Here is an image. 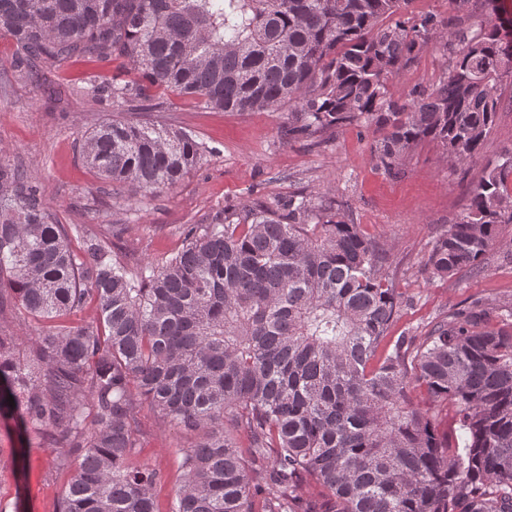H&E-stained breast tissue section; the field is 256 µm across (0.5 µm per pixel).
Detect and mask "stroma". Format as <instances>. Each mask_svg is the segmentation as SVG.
I'll list each match as a JSON object with an SVG mask.
<instances>
[{
	"mask_svg": "<svg viewBox=\"0 0 512 512\" xmlns=\"http://www.w3.org/2000/svg\"><path fill=\"white\" fill-rule=\"evenodd\" d=\"M15 54L13 41L0 37V155L37 181L53 223L86 225L108 241L121 262L171 258L182 247V225L210 223L259 199L284 201L322 190L388 257L387 267L407 299L392 334L409 328L421 336L474 299L512 298V262L503 258L504 248L512 247V224L501 225L502 245L487 255L479 276L462 272L450 280L432 279L422 264L436 236L468 207L484 162L512 148V84L500 90L501 107L481 162H450L437 142L427 140L396 176L376 166L374 134L366 126L292 141L287 112H224L174 95L167 111L141 113V120L183 129L208 152L172 189L149 195L131 185L105 184L83 165L78 146L84 134L115 115L108 105L70 94L83 63L43 64L46 81L38 85L19 79ZM445 68L441 52L427 49L393 76L388 91L405 97L414 86L434 83ZM138 421L140 461L167 475L154 491L160 512H167L179 475L178 451L190 447L196 435L162 422L147 407ZM19 446L17 420L0 418V512H57L69 476L54 468L56 449L33 435L20 460Z\"/></svg>",
	"mask_w": 512,
	"mask_h": 512,
	"instance_id": "stroma-1",
	"label": "stroma"
}]
</instances>
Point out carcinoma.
Listing matches in <instances>:
<instances>
[{"label":"carcinoma","mask_w":512,"mask_h":512,"mask_svg":"<svg viewBox=\"0 0 512 512\" xmlns=\"http://www.w3.org/2000/svg\"><path fill=\"white\" fill-rule=\"evenodd\" d=\"M410 2L0 0V36L20 79L82 59L72 92L119 112L168 110L162 89L224 112L286 108L292 140L364 124L389 175L425 140L476 161L512 80V33L498 0H480L474 31L456 15L393 19ZM431 46L449 58L439 80L390 96ZM112 57L139 79L98 66ZM204 155L185 131L123 119L81 143L102 180L150 194ZM510 177L511 148L424 255L430 277L479 272L512 224ZM182 234L173 257L131 269L85 226L50 223L39 185L0 158V313L14 299L59 321L29 346L0 326V416L58 449V512H157L166 474L132 464L144 405L197 433L168 512H512V301L389 335L404 297L386 256L319 195ZM90 303L96 321L66 324Z\"/></svg>","instance_id":"1"}]
</instances>
